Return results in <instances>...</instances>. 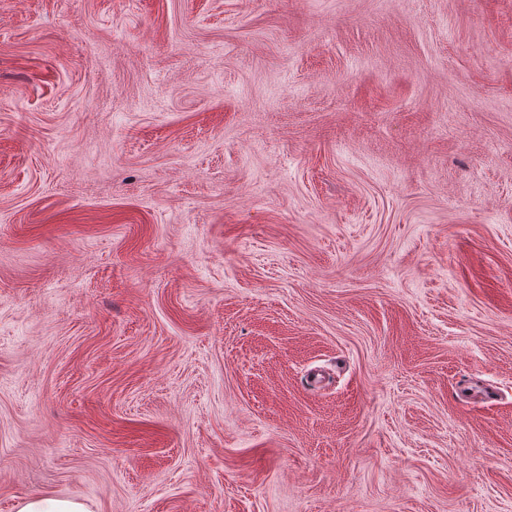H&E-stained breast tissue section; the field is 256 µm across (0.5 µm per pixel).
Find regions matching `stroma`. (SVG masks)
Here are the masks:
<instances>
[{
	"instance_id": "stroma-1",
	"label": "stroma",
	"mask_w": 512,
	"mask_h": 512,
	"mask_svg": "<svg viewBox=\"0 0 512 512\" xmlns=\"http://www.w3.org/2000/svg\"><path fill=\"white\" fill-rule=\"evenodd\" d=\"M512 512V0H0V512ZM18 512H91L86 504L75 500H61L44 495L23 500Z\"/></svg>"
}]
</instances>
